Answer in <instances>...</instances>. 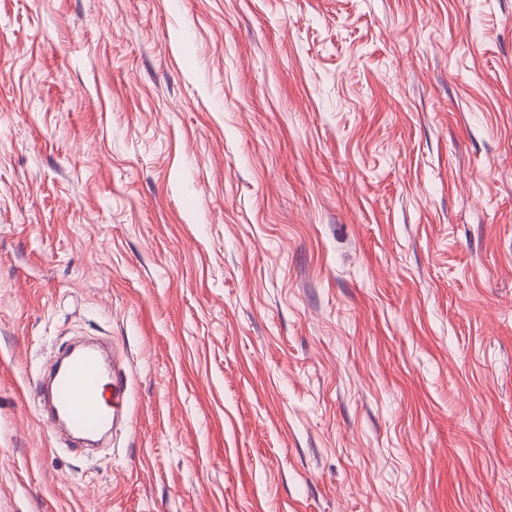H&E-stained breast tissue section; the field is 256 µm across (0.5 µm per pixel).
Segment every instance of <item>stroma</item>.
<instances>
[{
    "instance_id": "obj_1",
    "label": "stroma",
    "mask_w": 512,
    "mask_h": 512,
    "mask_svg": "<svg viewBox=\"0 0 512 512\" xmlns=\"http://www.w3.org/2000/svg\"><path fill=\"white\" fill-rule=\"evenodd\" d=\"M0 512H512V0H0ZM51 385L36 394L40 411L49 425L65 427L71 435L100 432L114 419L112 402L105 397L106 387L113 390V400L123 398L126 379L112 372L103 350L86 345L71 354L50 375Z\"/></svg>"
}]
</instances>
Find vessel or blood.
<instances>
[{"instance_id":"1","label":"vessel or blood","mask_w":512,"mask_h":512,"mask_svg":"<svg viewBox=\"0 0 512 512\" xmlns=\"http://www.w3.org/2000/svg\"><path fill=\"white\" fill-rule=\"evenodd\" d=\"M50 380V386L37 395L48 423L73 435L100 432L112 425L115 412L110 399L123 396L126 380L112 370L99 346L75 351L51 373Z\"/></svg>"}]
</instances>
